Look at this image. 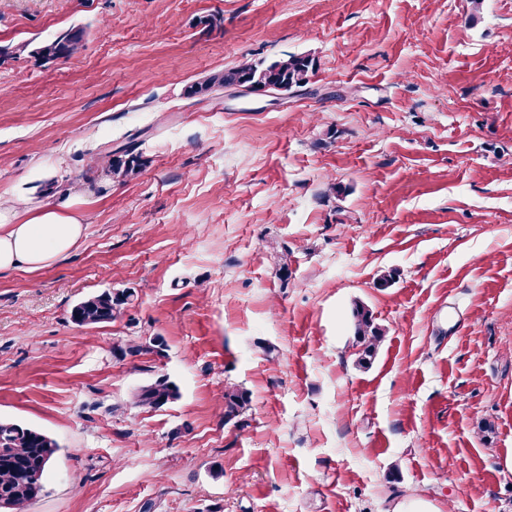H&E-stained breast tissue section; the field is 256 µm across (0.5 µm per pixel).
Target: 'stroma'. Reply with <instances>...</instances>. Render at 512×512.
<instances>
[{"label": "stroma", "mask_w": 512, "mask_h": 512, "mask_svg": "<svg viewBox=\"0 0 512 512\" xmlns=\"http://www.w3.org/2000/svg\"><path fill=\"white\" fill-rule=\"evenodd\" d=\"M293 54L305 87L183 94ZM0 197L85 225L0 270V418L59 444L29 512H512V0H0ZM84 30L72 28L52 40L42 42L35 54L43 60L68 59L78 54L84 47ZM135 147L129 146L115 152H109L102 157L93 158V168L101 175L112 180H124L135 174L141 167V157L134 153ZM107 158V159H106ZM130 291L112 292L104 290L89 295L76 303L70 313L71 320L79 327L96 328L117 319L124 305L131 301ZM354 336L358 344V364L368 367L374 359L382 340L381 330L374 324L372 315L364 306L356 304L352 309ZM179 393L176 385L165 376H158L139 387L134 395L135 407L156 410L174 402Z\"/></svg>", "instance_id": "obj_1"}]
</instances>
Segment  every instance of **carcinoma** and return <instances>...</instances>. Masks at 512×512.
<instances>
[{
    "label": "carcinoma",
    "mask_w": 512,
    "mask_h": 512,
    "mask_svg": "<svg viewBox=\"0 0 512 512\" xmlns=\"http://www.w3.org/2000/svg\"><path fill=\"white\" fill-rule=\"evenodd\" d=\"M84 47V30L72 28L36 48L35 54L43 60L68 59ZM317 69V61L310 55H289L266 64L262 61L243 60L235 67L219 71L202 82L185 88V95L194 98L227 87H246L253 92L289 91L309 82ZM101 175L123 180L141 167L140 155L129 146L92 160ZM133 293L104 290L89 295L76 303L70 313L79 327L96 328L117 319ZM354 336L359 346L358 364L367 367L374 359L382 340L381 330L372 315L362 305L352 309ZM176 385L165 376H159L139 387L134 405L149 410L160 409L178 399ZM226 412L233 415L247 402L243 393L228 390L224 394ZM58 444L45 432L15 421L0 420V505L9 512H27L28 505L45 490V482L35 484L34 474L46 476Z\"/></svg>",
    "instance_id": "cac0c4a2"
}]
</instances>
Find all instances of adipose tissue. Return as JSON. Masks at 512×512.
Here are the masks:
<instances>
[{
	"mask_svg": "<svg viewBox=\"0 0 512 512\" xmlns=\"http://www.w3.org/2000/svg\"><path fill=\"white\" fill-rule=\"evenodd\" d=\"M84 232L77 213L44 209L24 218L0 208V269L25 265L29 270L48 266L70 252Z\"/></svg>",
	"mask_w": 512,
	"mask_h": 512,
	"instance_id": "adipose-tissue-1",
	"label": "adipose tissue"
}]
</instances>
